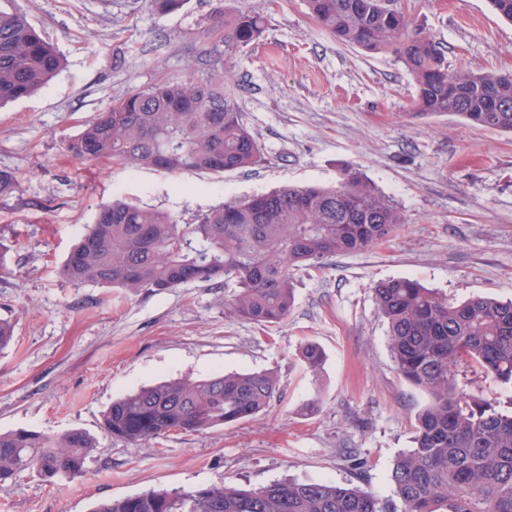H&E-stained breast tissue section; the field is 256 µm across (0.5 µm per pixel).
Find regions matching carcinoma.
<instances>
[{"mask_svg":"<svg viewBox=\"0 0 512 512\" xmlns=\"http://www.w3.org/2000/svg\"><path fill=\"white\" fill-rule=\"evenodd\" d=\"M175 12L187 0H146ZM319 27L370 53L391 52L416 83L417 114L450 113L484 128L512 131V71H448L437 43L383 0H308ZM260 15L229 16L217 6L209 32L234 48L257 39ZM62 58L28 22L16 0H0V105L26 98L61 69ZM74 157L224 175L265 161L243 121L224 73L188 70L115 101L66 144ZM405 218L358 169L333 188L288 186L244 198L184 222L154 208L115 201L98 211L61 266L74 285H112L135 295L224 280V318L266 326L294 304L295 276L336 255L365 252ZM399 376L427 402L415 417L414 446L393 463L391 481L403 512H512V412L468 391L470 371L512 388V301L448 299L419 280L373 286ZM319 374L324 352L303 349ZM271 373L182 377L115 400L104 431L138 447L171 431L202 433L245 421L275 397ZM94 438L74 429L49 436L0 432V487L34 470L46 480L83 473ZM94 512H396L361 487L326 481L277 482L259 489L213 485L191 492L153 490L100 503Z\"/></svg>","mask_w":512,"mask_h":512,"instance_id":"cac0c4a2","label":"carcinoma"}]
</instances>
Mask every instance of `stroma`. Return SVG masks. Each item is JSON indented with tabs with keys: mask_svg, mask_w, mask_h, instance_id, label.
Returning a JSON list of instances; mask_svg holds the SVG:
<instances>
[{
	"mask_svg": "<svg viewBox=\"0 0 512 512\" xmlns=\"http://www.w3.org/2000/svg\"><path fill=\"white\" fill-rule=\"evenodd\" d=\"M258 14L262 36L233 49L208 36L216 4ZM440 42L449 71L512 70V22L489 0H400ZM63 58L36 93L0 106V432L81 429L97 448L83 474L28 471L0 489V512H94L151 490L326 480L395 500L390 470L413 445L423 396L392 361L374 283L412 277L449 299L512 300V133L451 114L414 115V82L395 55L337 42L306 0H188L160 14L146 0H17ZM220 61L266 162L216 176L131 170L72 157L65 144L132 88L205 73ZM361 170L406 222L368 251L300 273L282 322L224 318V291L188 284L136 295L59 275L98 209L122 198L183 221L229 197L284 185H335ZM318 343L319 375L301 351ZM266 371L278 394L253 419L204 433L172 431L139 447L100 428L113 400L190 375ZM313 413H303L307 402ZM367 460L357 468L349 451Z\"/></svg>",
	"mask_w": 512,
	"mask_h": 512,
	"instance_id": "35a3bbf8",
	"label": "stroma"
}]
</instances>
